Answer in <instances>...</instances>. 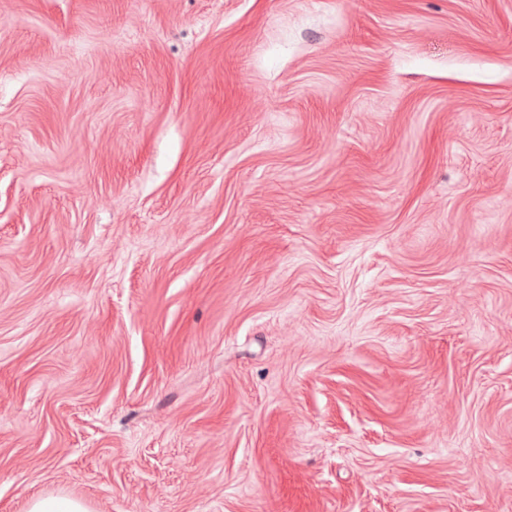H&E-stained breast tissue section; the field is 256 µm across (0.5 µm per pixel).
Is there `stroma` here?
I'll list each match as a JSON object with an SVG mask.
<instances>
[{
	"instance_id": "1",
	"label": "stroma",
	"mask_w": 512,
	"mask_h": 512,
	"mask_svg": "<svg viewBox=\"0 0 512 512\" xmlns=\"http://www.w3.org/2000/svg\"><path fill=\"white\" fill-rule=\"evenodd\" d=\"M512 512V0H0V512ZM29 512H89V509L80 500L61 495H48L34 499Z\"/></svg>"
}]
</instances>
